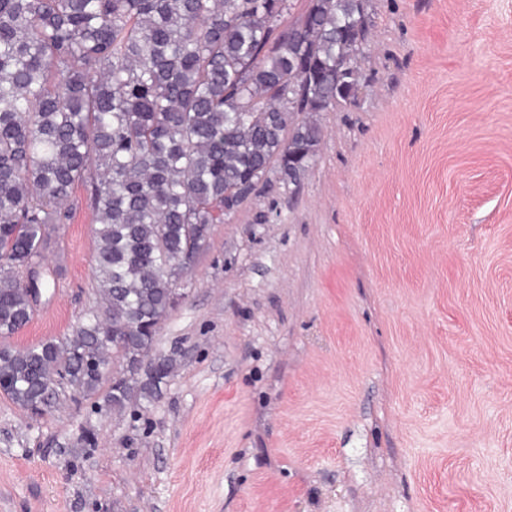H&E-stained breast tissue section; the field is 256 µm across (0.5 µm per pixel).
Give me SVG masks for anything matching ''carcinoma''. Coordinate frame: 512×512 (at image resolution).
Segmentation results:
<instances>
[{
	"mask_svg": "<svg viewBox=\"0 0 512 512\" xmlns=\"http://www.w3.org/2000/svg\"><path fill=\"white\" fill-rule=\"evenodd\" d=\"M0 0V386L41 415L66 378L122 411L158 400L176 368L156 352L178 280L273 173L296 184L312 120L355 100L367 0ZM98 224L96 305L61 339L16 348L49 228L75 189ZM105 392L103 369L113 362Z\"/></svg>",
	"mask_w": 512,
	"mask_h": 512,
	"instance_id": "carcinoma-1",
	"label": "carcinoma"
}]
</instances>
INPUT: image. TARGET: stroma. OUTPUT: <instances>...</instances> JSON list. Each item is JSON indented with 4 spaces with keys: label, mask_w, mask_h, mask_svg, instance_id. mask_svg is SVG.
Here are the masks:
<instances>
[{
    "label": "stroma",
    "mask_w": 512,
    "mask_h": 512,
    "mask_svg": "<svg viewBox=\"0 0 512 512\" xmlns=\"http://www.w3.org/2000/svg\"><path fill=\"white\" fill-rule=\"evenodd\" d=\"M354 103L317 115L178 282L179 370L117 414L0 396V512H512V0H369ZM11 343L92 306L94 215ZM93 444H86V437Z\"/></svg>",
    "instance_id": "1"
}]
</instances>
